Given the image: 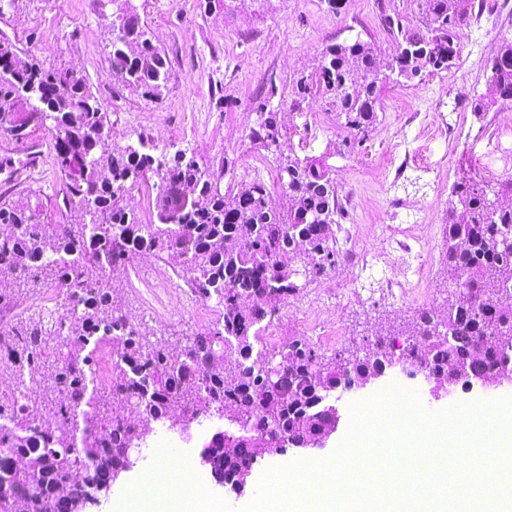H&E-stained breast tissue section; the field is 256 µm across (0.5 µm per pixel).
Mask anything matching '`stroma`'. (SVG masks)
I'll list each match as a JSON object with an SVG mask.
<instances>
[{
  "mask_svg": "<svg viewBox=\"0 0 512 512\" xmlns=\"http://www.w3.org/2000/svg\"><path fill=\"white\" fill-rule=\"evenodd\" d=\"M132 5L170 62L169 89L158 99L142 96L110 72L112 0H14L0 12V38L45 67L71 68L85 76L110 112L111 135L120 144L162 119L167 128L187 130L182 146L188 155L215 164L229 159L241 180L275 173L273 157L248 137L259 103L268 100L280 113L290 112L293 80L314 69L326 45L359 38L387 57L396 49L387 18L399 17L414 27L422 24L410 0H337L333 9L326 0H132ZM507 39H512V0H484L482 11L474 12L459 34L460 53L453 68L386 86L377 118L366 132L351 134L317 96L302 101L301 117L283 124L280 153L301 150L331 167L345 221L362 227L364 246H375L372 231L377 225L411 223L409 207L419 203L424 207L420 221L430 227L437 260L424 293L416 297L393 298L378 270L328 299L321 279H314L281 305V341L308 339L296 312L301 304L321 298L340 330L336 344L312 345L324 364L339 355L373 351L380 328L417 320L423 310L443 306L448 285L443 231L456 202L453 186L471 180L494 186L512 179V113L496 106L484 112L474 109L476 99L487 92L488 65ZM310 117L320 121L313 139L304 128ZM0 194L13 200L31 198L50 222L73 223L62 203L63 183L47 129L30 127L22 140L0 135ZM117 297L124 311L140 314L142 330L157 341L182 344L208 326L204 316L175 300L167 303L166 313L151 314L147 291L125 281ZM393 382L415 391L432 412L512 397V379L490 387L459 383L440 390L426 372L402 362L387 368L375 385L329 392L326 402L339 414L335 432L320 445L264 454L244 486L214 484L209 466L201 462L204 443L229 427L227 420L215 418L194 426L186 439L166 429L150 435L133 469L85 512H122L143 472L165 460L188 464L196 479L209 483L199 512H243L267 468L330 457L348 431L350 403L370 398L375 387ZM160 442L169 445L167 458L155 454Z\"/></svg>",
  "mask_w": 512,
  "mask_h": 512,
  "instance_id": "35a3bbf8",
  "label": "stroma"
}]
</instances>
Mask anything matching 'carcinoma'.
I'll use <instances>...</instances> for the list:
<instances>
[{
  "label": "carcinoma",
  "mask_w": 512,
  "mask_h": 512,
  "mask_svg": "<svg viewBox=\"0 0 512 512\" xmlns=\"http://www.w3.org/2000/svg\"><path fill=\"white\" fill-rule=\"evenodd\" d=\"M118 2L112 19L110 66L128 87L160 98L169 89L168 61L152 42L146 25L128 4ZM426 19L425 29L390 23L397 52L387 58L361 38L326 46L315 70L296 83L293 107L314 93L336 120L363 132L376 121L382 88L411 80L424 71L450 67L458 58L457 33L469 18L472 0H413ZM488 95L477 99L480 112L498 101L512 100V40L493 57ZM0 134L22 140L29 126H45L53 137L56 165L64 185V203L84 214L81 224H51L30 200L0 196V265L14 269L18 288H61L77 310L67 329L54 314L39 315L0 329V347L14 361L41 365L53 343L67 352L54 365L53 384L45 390L52 416L62 422L45 442L21 411L0 404V418L12 423L0 432V449L27 458L25 470L0 468L40 493L28 498L29 512H82L86 503L107 491L120 473L132 468L130 449L147 444L153 427L114 425L105 405L115 392H132L128 376L141 374L140 392L151 397L148 419L160 422L175 405L191 419L230 418L235 433L213 437L205 461L221 484L241 485L256 459L252 444L271 448L318 444L336 419L323 395L351 386L374 374L368 357L322 365L302 339L279 353L260 348L255 326L274 317L280 303L302 288L297 277L316 279L336 267V224L344 218L336 179L324 162L292 153L275 157L276 177L288 205L269 207L270 187L254 178L236 186L229 160L217 167L187 157L183 149L156 153L143 134L124 147L112 145L110 113L104 111L87 81L65 69L46 68L0 40ZM277 111L263 105L249 138L275 153L280 141ZM151 186L153 218L144 222L124 205L134 191ZM452 193L457 206L445 221L444 265L448 299L444 315L421 312L412 325L395 329L378 344L382 357L396 355L394 343L407 344L406 357L432 378L460 380L489 372L499 353L512 347V335L498 330L512 323V307L498 296L512 293V251L502 239L512 236V208L500 205L512 196V180L499 188L458 183ZM166 257L202 300L215 301L222 317L187 344L169 348L148 341L113 299V280L139 251ZM301 268H295L296 264ZM470 287H458L460 274ZM452 337V346L440 341ZM119 338L112 363L111 385L96 393V408L86 407V382L97 362L99 343ZM285 364L287 381L265 393L267 370ZM83 462L94 467L92 488L57 494L67 470Z\"/></svg>",
  "instance_id": "carcinoma-1"
}]
</instances>
